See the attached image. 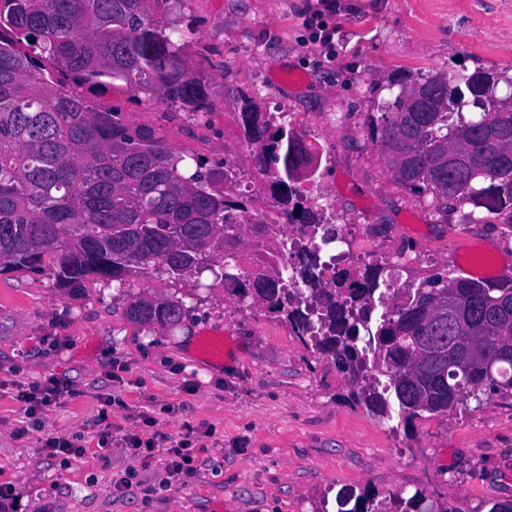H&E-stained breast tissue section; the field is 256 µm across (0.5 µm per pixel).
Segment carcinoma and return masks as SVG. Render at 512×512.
<instances>
[{"label":"carcinoma","instance_id":"carcinoma-1","mask_svg":"<svg viewBox=\"0 0 512 512\" xmlns=\"http://www.w3.org/2000/svg\"><path fill=\"white\" fill-rule=\"evenodd\" d=\"M180 0H0V273L52 270L67 292L91 280L123 284L152 269L188 281L205 272L239 301L267 310L342 372L358 402L390 416L394 392L409 425L446 416L480 393L512 397V279L488 284L448 272L400 288L387 267L337 269L315 247L299 261L270 263L240 280L250 235L285 255L275 224L245 223L235 170L175 149L159 129L88 96L121 81L134 94L171 103L200 120L213 109L187 67L183 35L169 18ZM431 85L440 112H399L398 99L368 114L371 140L395 181L431 195L436 213L469 206L465 222L501 224L512 239V87L505 72L440 71L398 92ZM242 135L259 170H274L277 202L291 224L322 245L338 240L324 206L299 183L319 166L303 137L265 112L242 113ZM383 305L372 324L377 305ZM179 299L129 304L137 324L171 327Z\"/></svg>","mask_w":512,"mask_h":512}]
</instances>
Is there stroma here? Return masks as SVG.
<instances>
[{
    "instance_id": "35a3bbf8",
    "label": "stroma",
    "mask_w": 512,
    "mask_h": 512,
    "mask_svg": "<svg viewBox=\"0 0 512 512\" xmlns=\"http://www.w3.org/2000/svg\"><path fill=\"white\" fill-rule=\"evenodd\" d=\"M181 0L183 53L214 104L207 124L151 96L113 88L94 108L127 112L160 128L177 149L204 138L224 158L241 139V111L291 112L326 130L330 157L317 184L337 223L367 224L375 240L408 250L399 283L447 268L477 245L512 260L492 224L441 218L429 198L396 184L371 141L367 113L391 81L444 70L512 73V0ZM336 28L331 45L314 23ZM138 297L179 298L177 326L131 322ZM220 336L223 362L200 358L201 336ZM53 377L75 391L30 428L16 387ZM115 397L105 406L104 397ZM153 422L141 425L139 414ZM211 431L191 476H170L163 454L142 460L120 439H173ZM112 444L100 451L102 434ZM57 436L78 437L81 460L47 455ZM135 470L132 486L113 482ZM20 492L21 512H357L364 499L388 512V493L423 491L426 503L488 512L512 499V399H468L456 414L407 427L349 394L340 374L285 324L234 300L203 274L198 284L152 273L124 287L54 288L50 273L0 274V484Z\"/></svg>"
}]
</instances>
